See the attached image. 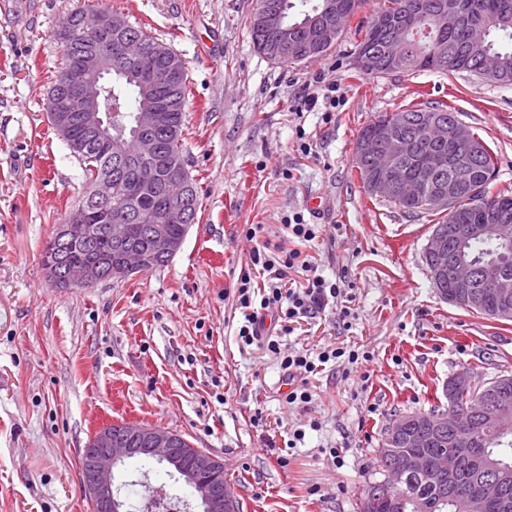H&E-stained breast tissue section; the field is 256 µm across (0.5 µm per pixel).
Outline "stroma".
<instances>
[{"label":"stroma","instance_id":"stroma-1","mask_svg":"<svg viewBox=\"0 0 512 512\" xmlns=\"http://www.w3.org/2000/svg\"><path fill=\"white\" fill-rule=\"evenodd\" d=\"M254 7L0 0V512H90L79 453L122 420L168 427L220 458L242 512H358L363 489L383 478L376 450L398 416L437 405L458 371L479 384L512 373V322L465 312L433 287L424 251L434 217L369 197L353 163L368 121L426 94L490 144L493 184L512 189V84L465 72L353 79L356 31L376 0H361L326 55L278 65L252 45ZM78 8L129 15L185 61L183 149L200 209L167 265L64 289L41 257L84 177L48 123L45 94L63 62L54 30ZM319 77L341 99L326 121L324 105L307 103ZM313 196L324 204L317 214ZM293 212L323 225L310 253L326 276L349 272L355 320L347 330L325 310L285 336L282 351L344 341L371 354L348 369L326 364L306 409L284 402L276 354L239 343L234 300L254 247L246 225L275 231ZM258 412L271 431L254 426ZM295 428L304 441L285 449Z\"/></svg>","mask_w":512,"mask_h":512}]
</instances>
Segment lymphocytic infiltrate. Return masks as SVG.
<instances>
[{
  "label": "lymphocytic infiltrate",
  "instance_id": "f902f5d3",
  "mask_svg": "<svg viewBox=\"0 0 512 512\" xmlns=\"http://www.w3.org/2000/svg\"><path fill=\"white\" fill-rule=\"evenodd\" d=\"M282 229L290 245L282 247L264 235L265 227L253 224L246 230L256 246L251 265L238 278L234 294L236 307L243 316L238 338L243 345H260L278 354L283 376L289 384L287 404L307 408L312 401L310 377L325 364L356 365L369 361L363 346L341 345L319 353L303 350L282 354L280 339L293 333L303 320L316 318L327 307L339 308L344 327H351L354 314L349 305L348 272L329 279L319 273L302 250L318 239L320 227L306 223L300 214L285 216Z\"/></svg>",
  "mask_w": 512,
  "mask_h": 512
}]
</instances>
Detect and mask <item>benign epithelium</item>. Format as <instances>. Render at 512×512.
<instances>
[{"label":"benign epithelium","mask_w":512,"mask_h":512,"mask_svg":"<svg viewBox=\"0 0 512 512\" xmlns=\"http://www.w3.org/2000/svg\"><path fill=\"white\" fill-rule=\"evenodd\" d=\"M256 16L261 29L278 32L282 42L288 43V26L277 5L265 0ZM439 19L450 30L463 28L468 43L483 40L486 33V25L476 13L465 18L450 6L439 14ZM417 22L418 17L413 13L388 19L391 33L382 52L389 61L396 62L401 58L404 52L402 34L414 28ZM112 23V14L106 10H92L80 16L81 29L108 46L109 53L102 57L94 54L80 57L70 63L72 69L85 74V77L69 83L52 96L51 112L59 119L57 133L62 137L67 135L68 129L65 112L69 102L74 101L80 106L79 121L108 147L123 148L128 141H133L139 159L137 186L143 192H160L162 222L151 225L144 232L136 224L107 221L104 231L115 247L112 257H100L92 265L69 269L64 283L59 280L56 260H45L47 276L58 286L67 287L72 283L92 286L98 281L101 266L113 269L122 277L144 273L150 269L152 261L170 259L181 249L183 241L170 235L169 224L191 223L193 203L185 176L175 171L163 177L156 163L161 151L156 126L159 112L164 109L162 101L149 102L144 111L138 113L132 139L116 140L112 137V113L101 108L103 88L112 82V72H123L119 63L129 60L126 45L110 46ZM308 28L313 40L321 45L335 44L340 35V28L334 23L310 24ZM136 74L155 89L167 88L175 79L174 71L162 61L140 67ZM406 120L404 113L392 112L375 135L362 141L361 158L380 173L379 178L368 182L367 190L374 196L386 198L401 193L405 199L414 200L423 208L456 213L454 189L445 183H437L429 192L421 193L417 187L406 186L395 177L398 162L409 157L414 150L413 139L402 133ZM423 122L438 128L441 141H449L464 151L476 149L471 129L462 122L455 121L448 126L432 114L424 115ZM484 212L482 224H450L437 228L429 237L425 260L430 278L437 283H448V290L440 291L443 299L459 308L471 310L481 303L479 285L482 284L495 299L492 317L507 321L512 319V271L509 270L512 262L504 260L489 266H477L467 260L463 252L464 244L475 238L492 237L504 247L512 245V211L509 206L498 203L485 207ZM510 385L511 374H501L480 386L475 384L468 371L451 376L442 387V394L448 399L447 409H438L425 416L419 412L405 413L387 430L380 442V450L389 454L386 476L384 480L368 485L365 495L400 500L413 475L439 483L443 494H448V481L434 459L398 451L406 439L409 447L423 448L434 437L446 435L448 447L452 448L454 455L468 458L490 472V476L475 490L453 496V512H485L489 504L502 502L504 489L512 484V469L489 460L486 449L480 447L479 433L490 431L497 436L512 433V397L506 393ZM478 391L481 392V406L475 427L469 429L455 425L450 420L449 410ZM132 438L136 439L139 447H126ZM85 457L81 486L98 512H123L124 503L114 483V469L129 459L139 457L155 459L178 475L192 488L202 512H237L239 500L232 487L212 477L214 472L224 467L223 462L198 448L179 447L177 434L168 428L126 423L116 430L101 429L88 442Z\"/></svg>","instance_id":"obj_1"}]
</instances>
